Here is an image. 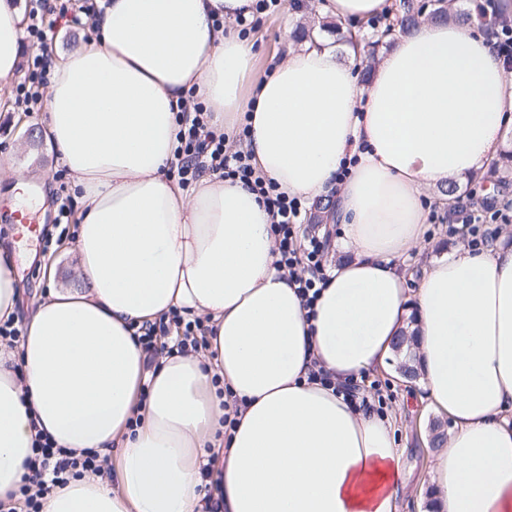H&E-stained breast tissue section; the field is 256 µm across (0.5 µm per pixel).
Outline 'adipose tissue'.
I'll return each instance as SVG.
<instances>
[{
  "mask_svg": "<svg viewBox=\"0 0 512 512\" xmlns=\"http://www.w3.org/2000/svg\"><path fill=\"white\" fill-rule=\"evenodd\" d=\"M253 0H109L95 40L52 66L44 135L82 207L76 287L49 289L18 349L0 342V502L14 506L36 434L110 457L111 478H71L42 512H207L213 464L224 512H397L400 455L385 418L308 381L387 370L413 333L429 404L452 424L433 455L430 512H512V240L454 249L421 277L423 201L499 158L512 71L483 29L420 19L353 57L286 42L256 75L255 43L229 27ZM393 0H317L353 22ZM24 14L0 0V81L18 64ZM195 92L218 132L247 121L262 176L340 226L313 311L277 267L271 217L241 184L166 174L177 103ZM351 177L336 183L340 163ZM200 317L206 354L146 370L135 337L172 308ZM224 383L216 395L213 377ZM237 403L232 430L222 400Z\"/></svg>",
  "mask_w": 512,
  "mask_h": 512,
  "instance_id": "adipose-tissue-1",
  "label": "adipose tissue"
}]
</instances>
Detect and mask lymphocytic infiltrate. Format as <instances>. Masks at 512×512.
<instances>
[{
    "label": "lymphocytic infiltrate",
    "instance_id": "1",
    "mask_svg": "<svg viewBox=\"0 0 512 512\" xmlns=\"http://www.w3.org/2000/svg\"><path fill=\"white\" fill-rule=\"evenodd\" d=\"M38 6L30 15L27 27L28 39L35 52L28 67V75L20 83L17 99L28 105L38 99V89L48 81L50 58L45 43V23L48 16L94 19V11L85 15L74 14L72 0H37ZM202 101L180 103L176 116L178 131L177 146L169 162L168 173L182 185L198 181L204 174L241 183L257 192L269 211L276 233L277 265L287 271L306 309H313L322 288L327 282L324 254L329 242V233L316 228L299 231V219L303 209L301 199L281 192L272 179L256 174L251 157L243 150L233 148L226 134L208 128ZM434 223L447 224L450 234L458 236L472 251H479L491 237V225L512 222V206H475L463 204L455 207L449 216L434 215ZM207 328L201 318H185L180 311L173 310L152 324L139 327L137 341L147 357L148 365H155L162 353H188L203 345L202 338ZM311 382L335 388L345 401L366 411L376 410V398L382 395L379 380L362 375L360 380L345 384L336 383L324 368H312L308 373ZM110 471L107 458L96 452L73 455L56 448L45 436H37L35 456L24 474L19 488L20 498L26 512H41V503L50 491L67 484L70 477L93 473L100 476Z\"/></svg>",
    "mask_w": 512,
    "mask_h": 512
}]
</instances>
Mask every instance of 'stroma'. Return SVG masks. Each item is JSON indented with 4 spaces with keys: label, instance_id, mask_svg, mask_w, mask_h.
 <instances>
[{
    "label": "stroma",
    "instance_id": "1",
    "mask_svg": "<svg viewBox=\"0 0 512 512\" xmlns=\"http://www.w3.org/2000/svg\"><path fill=\"white\" fill-rule=\"evenodd\" d=\"M306 0H288L284 11L262 16L252 37L258 53V71H267L278 59V53L291 31L311 24L317 15L307 12ZM45 117L43 104L34 105L32 111L15 106L0 108V251L8 253L23 290L26 306H34L52 283L71 285L75 282L72 259L68 251L69 236L54 238L45 244L41 233L22 235L12 219L8 190L15 172L35 178L36 190L46 195V207L57 210L60 203L78 207L79 191L70 175L61 171L62 164L45 144L38 127ZM428 245L420 252L403 257L402 263L414 275L434 260L460 247L458 238L448 235L444 224H426ZM56 264L55 279H48L41 262ZM387 384L391 398L385 415L395 429V441L401 454L404 479L399 490V512H424L426 501L422 495L428 477L431 457L427 448L429 427L434 420L420 381L406 384L393 382L386 373L378 375Z\"/></svg>",
    "mask_w": 512,
    "mask_h": 512
}]
</instances>
